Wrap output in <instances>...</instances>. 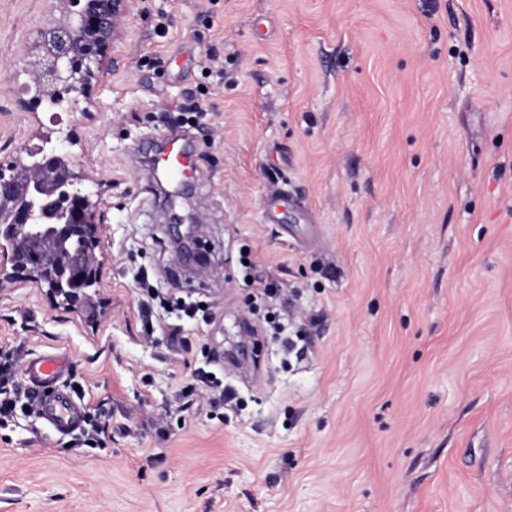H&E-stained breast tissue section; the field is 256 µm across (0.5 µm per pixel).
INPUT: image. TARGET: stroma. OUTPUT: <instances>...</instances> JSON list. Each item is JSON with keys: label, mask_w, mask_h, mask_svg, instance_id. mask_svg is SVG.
Masks as SVG:
<instances>
[{"label": "stroma", "mask_w": 512, "mask_h": 512, "mask_svg": "<svg viewBox=\"0 0 512 512\" xmlns=\"http://www.w3.org/2000/svg\"><path fill=\"white\" fill-rule=\"evenodd\" d=\"M57 14L0 0V159L69 131L111 182L104 308L0 284V350L68 354L63 390L108 427L92 450L29 409L0 425V512H512V0H137L79 111H21ZM191 93L174 207L145 155ZM273 187L301 203L271 224ZM143 275L210 322L146 335ZM269 288L301 357L261 330ZM249 335L236 407L210 403L206 354Z\"/></svg>", "instance_id": "35a3bbf8"}]
</instances>
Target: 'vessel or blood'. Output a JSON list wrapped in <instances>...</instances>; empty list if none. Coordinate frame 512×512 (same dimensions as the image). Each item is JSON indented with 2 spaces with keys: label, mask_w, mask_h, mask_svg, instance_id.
Returning <instances> with one entry per match:
<instances>
[{
  "label": "vessel or blood",
  "mask_w": 512,
  "mask_h": 512,
  "mask_svg": "<svg viewBox=\"0 0 512 512\" xmlns=\"http://www.w3.org/2000/svg\"><path fill=\"white\" fill-rule=\"evenodd\" d=\"M155 174L175 180L190 182L197 178L198 169L187 141L165 137L163 146L153 159ZM69 367L66 360L55 353L46 352L24 361L22 375L38 394V409L43 417L60 432L73 428L81 417L78 403L64 396L59 384Z\"/></svg>",
  "instance_id": "1"
}]
</instances>
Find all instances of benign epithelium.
Instances as JSON below:
<instances>
[{"mask_svg":"<svg viewBox=\"0 0 512 512\" xmlns=\"http://www.w3.org/2000/svg\"><path fill=\"white\" fill-rule=\"evenodd\" d=\"M135 0H59L65 16H75L78 27L60 32L56 26L44 32L49 48L30 53L41 96L32 106L73 112L79 98H86L99 82L112 42L122 32ZM76 139L68 132L55 140L47 137L29 153L40 160L26 170L12 157L0 161V199L8 210L0 222L7 239L24 237L43 244L39 250H12L0 266V283L34 282L61 295L62 303L86 307L88 289L102 280L103 259L99 247L103 216L98 208L107 181L93 171L56 169L53 161L68 155L66 145Z\"/></svg>","mask_w":512,"mask_h":512,"instance_id":"1","label":"benign epithelium"}]
</instances>
